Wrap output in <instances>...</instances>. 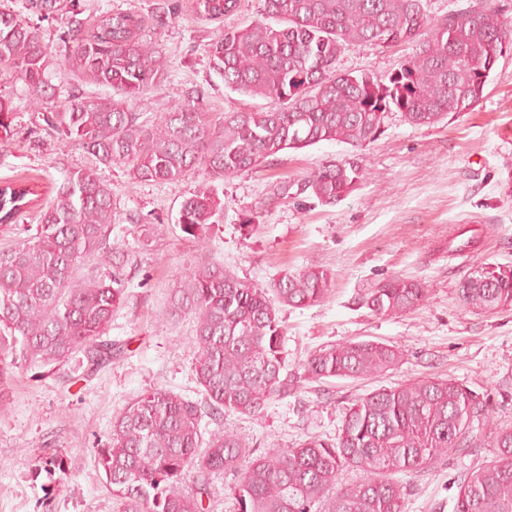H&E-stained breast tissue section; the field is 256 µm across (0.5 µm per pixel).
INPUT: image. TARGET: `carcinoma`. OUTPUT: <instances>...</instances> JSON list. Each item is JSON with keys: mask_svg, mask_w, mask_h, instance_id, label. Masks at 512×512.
I'll list each match as a JSON object with an SVG mask.
<instances>
[{"mask_svg": "<svg viewBox=\"0 0 512 512\" xmlns=\"http://www.w3.org/2000/svg\"><path fill=\"white\" fill-rule=\"evenodd\" d=\"M261 18L226 29L209 44L224 86L252 97L276 98L272 111L226 112L212 122L199 98L177 92L167 111L136 112L134 101L167 78L158 48L139 36L140 18L108 10L94 25L77 23L51 51L40 26L0 10V76L28 89L47 129L126 168L134 183L177 181L202 166L208 179L180 207L177 226L206 242L223 213L219 188L269 163L287 149L328 141L358 149L374 142L395 109L414 126L471 112L484 97L500 57L512 50V23L483 0L433 19L425 0H261ZM205 21L236 12L240 0H193ZM412 46L392 73H341L336 63L354 43ZM65 66L75 81L112 88L110 97L77 94L52 83ZM357 159L329 161L300 180L271 182L265 202L314 199L332 207L366 180ZM37 191L24 183L0 188V224L24 212ZM116 224L112 191L90 171L75 170L41 208L36 232L0 249V387L18 362L58 366L83 353L98 365L112 359L102 340L123 304L130 254L111 242ZM158 225H140L147 251ZM112 268L107 277L77 280L79 259ZM332 277L310 267L285 272L268 291L220 265L180 275L164 315H193L192 350L204 403L152 390L126 406L96 449L117 512H205L202 491L185 490L190 472L232 470L240 512H403L404 490L393 475L417 473L473 440V423L487 421L483 394L452 378L379 388L347 409L337 437L312 436L292 448L258 453L238 436L201 427L204 413L259 414L288 393L280 307L303 308L327 298ZM472 310L512 309V267L476 268L457 288ZM426 299L420 282L394 276L360 299L375 315L402 314ZM400 359L392 345L348 341L307 357L304 376L327 382L362 379ZM490 459L458 481L453 512H512V426L493 436ZM344 466L360 482L337 486ZM48 474L65 471L59 454L39 458Z\"/></svg>", "mask_w": 512, "mask_h": 512, "instance_id": "1", "label": "carcinoma"}]
</instances>
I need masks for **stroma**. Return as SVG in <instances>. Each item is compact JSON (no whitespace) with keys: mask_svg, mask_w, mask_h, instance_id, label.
Here are the masks:
<instances>
[{"mask_svg":"<svg viewBox=\"0 0 512 512\" xmlns=\"http://www.w3.org/2000/svg\"><path fill=\"white\" fill-rule=\"evenodd\" d=\"M259 6L260 0H241L221 22L199 19L193 0H59L49 18L26 12L54 47L73 21L89 26L109 9L138 14L144 40L157 44L168 61V77L136 99V111H165L174 93L195 91L203 110L218 119L277 105L225 89L205 52L224 29L257 19ZM410 53L404 44L361 43L349 47L336 67L384 76ZM491 78L474 111L435 126H412L392 111L377 139L362 149L336 142L290 149L225 180L223 219L203 246L186 239L175 223L183 200L204 182L203 169L176 182L131 183L124 168L102 164L45 131L22 83L0 76V95L14 108L9 133L0 132V185L32 184L44 205L65 172L93 170L112 191L117 224L111 240L133 256L126 300L106 336L119 354L98 367L79 358L57 368L18 364L0 396V512H116L95 448L106 442L113 419L146 391L201 399L191 350L194 319H169L162 311L181 272L208 263L263 288L286 270L312 266L331 274V292L322 302L279 311L289 372L300 373L308 354L324 344L373 340L400 352L399 362L378 377L305 380L273 399L261 416L228 411L210 429L259 449L288 448L312 436H336L353 400L375 388L456 379L487 395L490 424L475 428L464 451L398 476L406 512H452L461 474L491 456L496 427L512 425V310L472 311L456 293L481 265L512 266V51L499 58ZM344 156L358 157L368 178L336 206L308 200L262 208L271 181L302 178ZM141 224L165 227L148 252L137 248ZM462 232L472 237L471 248L449 252V239ZM393 275L423 284L422 306L392 316L359 306L368 289ZM48 452L64 457L65 472L37 473L39 457ZM237 481L231 471L207 475V512H239Z\"/></svg>","mask_w":512,"mask_h":512,"instance_id":"stroma-1","label":"stroma"}]
</instances>
